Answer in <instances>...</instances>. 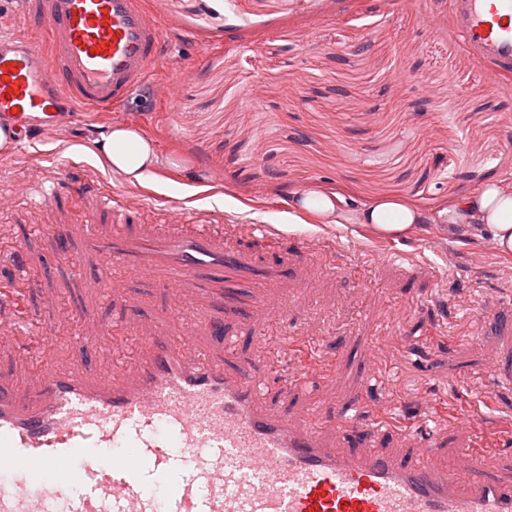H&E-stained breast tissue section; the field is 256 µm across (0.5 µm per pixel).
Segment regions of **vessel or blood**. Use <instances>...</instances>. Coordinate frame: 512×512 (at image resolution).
<instances>
[{
	"instance_id": "1",
	"label": "vessel or blood",
	"mask_w": 512,
	"mask_h": 512,
	"mask_svg": "<svg viewBox=\"0 0 512 512\" xmlns=\"http://www.w3.org/2000/svg\"><path fill=\"white\" fill-rule=\"evenodd\" d=\"M21 4L41 28L0 36V124L17 138L58 126L61 103L108 112L139 84L180 110L188 70L165 55L142 0ZM452 26L473 61L512 72V0H453ZM80 191L112 217L111 230L88 225L85 250L170 288L180 317L108 377L53 368V337L29 325L42 381L0 378V512H512V462L494 445L451 470L431 447L408 460L373 447L348 418L331 445L317 408L290 418L268 405L266 375L226 366L234 336L259 337V312L288 282L287 259L251 248L281 255L279 231L238 224L233 245L208 219L147 224L100 186Z\"/></svg>"
}]
</instances>
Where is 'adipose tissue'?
<instances>
[{"instance_id":"1","label":"adipose tissue","mask_w":512,"mask_h":512,"mask_svg":"<svg viewBox=\"0 0 512 512\" xmlns=\"http://www.w3.org/2000/svg\"><path fill=\"white\" fill-rule=\"evenodd\" d=\"M97 158L131 185L142 183L161 163L147 135L121 124L113 125ZM297 205L315 213L321 224H368L391 236L410 234L415 225L433 219L444 224L473 225L487 233L500 252L512 253L511 184L482 186L434 216L395 196L380 197L352 209L337 195L304 190L297 195Z\"/></svg>"}]
</instances>
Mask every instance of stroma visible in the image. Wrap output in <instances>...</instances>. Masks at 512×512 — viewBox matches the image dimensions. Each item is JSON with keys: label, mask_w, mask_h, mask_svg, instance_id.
<instances>
[{"label": "stroma", "mask_w": 512, "mask_h": 512, "mask_svg": "<svg viewBox=\"0 0 512 512\" xmlns=\"http://www.w3.org/2000/svg\"><path fill=\"white\" fill-rule=\"evenodd\" d=\"M157 12L174 60L195 65L183 80L179 111L158 95L128 99L123 111L81 109L59 130H35L22 149L0 154V253L21 251L27 275L0 263V284L22 287L20 300L0 295V376L28 388L41 377L23 337L12 333L17 304L59 335L63 313L83 325L82 345L58 344L51 365L112 373L113 360L170 314V291L141 287L134 272L116 283L133 306L106 299L97 257L81 252L86 225L102 223L78 185L213 223L269 224L294 246L326 247L321 259L294 265L303 282L288 324L321 343L334 376L314 390L278 393L294 370L280 327L264 340L240 338L236 358L269 373L270 398L300 414L319 407L328 423L358 406L377 427L375 444L411 453L432 440L447 465L473 447L478 432L512 431V367L499 336L512 308V254L489 236L449 234L420 224L382 247L364 224L295 219L294 200L309 188L359 206L382 194L405 196L436 213L489 182L512 184V75L475 63L448 21L450 0H389L367 12L365 0H143ZM433 21L423 25L420 13ZM213 49L199 60L198 46ZM407 71L401 84L396 73ZM459 84L449 95V76ZM133 127L154 143L161 166L143 184L112 176L92 156L112 125ZM59 185L57 201L43 191ZM67 227L66 237L54 229ZM121 319L122 341L95 346L102 323ZM379 376L365 387V372ZM449 408L462 425L428 421L412 436L381 428L386 409L422 413V400Z\"/></svg>", "instance_id": "obj_1"}]
</instances>
